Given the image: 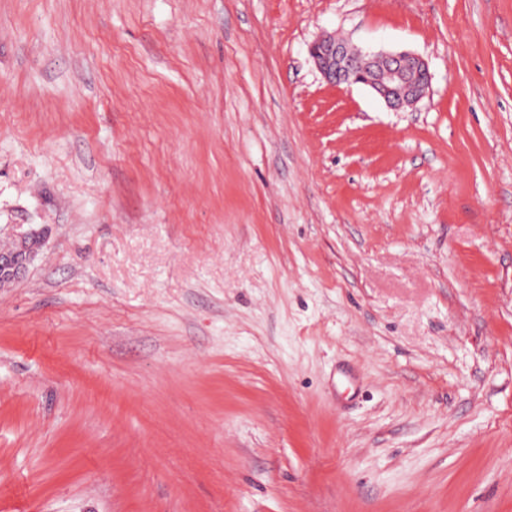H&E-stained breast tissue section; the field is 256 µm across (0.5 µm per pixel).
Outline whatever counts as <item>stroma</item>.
Wrapping results in <instances>:
<instances>
[{
    "instance_id": "1",
    "label": "stroma",
    "mask_w": 512,
    "mask_h": 512,
    "mask_svg": "<svg viewBox=\"0 0 512 512\" xmlns=\"http://www.w3.org/2000/svg\"><path fill=\"white\" fill-rule=\"evenodd\" d=\"M32 230L0 512H512V0H0ZM309 54L329 82L363 85L393 110L413 107L429 89L428 64L411 52L352 50L324 34L311 44Z\"/></svg>"
}]
</instances>
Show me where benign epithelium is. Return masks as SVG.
Returning <instances> with one entry per match:
<instances>
[{"instance_id":"7a95c632","label":"benign epithelium","mask_w":512,"mask_h":512,"mask_svg":"<svg viewBox=\"0 0 512 512\" xmlns=\"http://www.w3.org/2000/svg\"><path fill=\"white\" fill-rule=\"evenodd\" d=\"M309 54L324 77L334 83L369 88L393 110L417 104L430 85L427 62L407 51L352 50L336 36L324 34L309 47ZM20 249L0 250V281L13 283L37 256L40 237L32 231L18 237Z\"/></svg>"}]
</instances>
